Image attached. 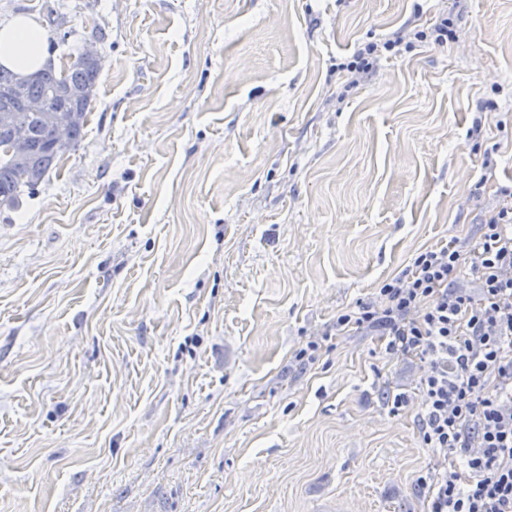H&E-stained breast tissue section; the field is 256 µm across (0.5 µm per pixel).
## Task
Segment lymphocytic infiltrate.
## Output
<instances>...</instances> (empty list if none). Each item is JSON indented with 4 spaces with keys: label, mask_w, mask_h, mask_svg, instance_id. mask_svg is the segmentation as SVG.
Listing matches in <instances>:
<instances>
[{
    "label": "lymphocytic infiltrate",
    "mask_w": 512,
    "mask_h": 512,
    "mask_svg": "<svg viewBox=\"0 0 512 512\" xmlns=\"http://www.w3.org/2000/svg\"><path fill=\"white\" fill-rule=\"evenodd\" d=\"M376 326L391 355L427 360L422 442L461 461L421 478L429 512H512V198L474 241L422 251L335 323L342 334Z\"/></svg>",
    "instance_id": "obj_1"
}]
</instances>
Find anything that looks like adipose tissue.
Listing matches in <instances>:
<instances>
[{
	"instance_id": "ef3b65f1",
	"label": "adipose tissue",
	"mask_w": 512,
	"mask_h": 512,
	"mask_svg": "<svg viewBox=\"0 0 512 512\" xmlns=\"http://www.w3.org/2000/svg\"><path fill=\"white\" fill-rule=\"evenodd\" d=\"M48 58L46 41L37 23L25 16L0 22V64L26 74Z\"/></svg>"
}]
</instances>
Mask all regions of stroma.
Here are the masks:
<instances>
[{"label": "stroma", "mask_w": 512, "mask_h": 512, "mask_svg": "<svg viewBox=\"0 0 512 512\" xmlns=\"http://www.w3.org/2000/svg\"><path fill=\"white\" fill-rule=\"evenodd\" d=\"M19 14L101 71L78 146L0 207V512H426L428 364L334 323L512 191V0ZM402 40V33L397 32L392 38L386 39L380 46L377 43L367 44L363 49H358L352 55L351 60L341 64L337 69L352 74L370 73L377 65L380 56L379 53L382 52V49L386 52L393 51L395 47L401 44ZM379 47L381 49H379Z\"/></svg>", "instance_id": "1"}]
</instances>
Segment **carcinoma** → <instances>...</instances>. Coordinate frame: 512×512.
I'll use <instances>...</instances> for the list:
<instances>
[{"instance_id":"carcinoma-1","label":"carcinoma","mask_w":512,"mask_h":512,"mask_svg":"<svg viewBox=\"0 0 512 512\" xmlns=\"http://www.w3.org/2000/svg\"><path fill=\"white\" fill-rule=\"evenodd\" d=\"M100 69L77 56L66 70H58L50 63L41 70L39 80L21 92L13 90V73L0 66V206L12 207L19 202L22 193L36 191L46 174L59 160L62 151L51 146L50 131L42 124L37 112H28L23 101L46 99L59 86L66 85L73 91L67 108L79 111V118L70 132V146H75L83 136L91 102L80 95L87 86L96 85ZM26 124L30 129L28 153L34 174L19 168L12 159L10 130L5 118Z\"/></svg>"}]
</instances>
